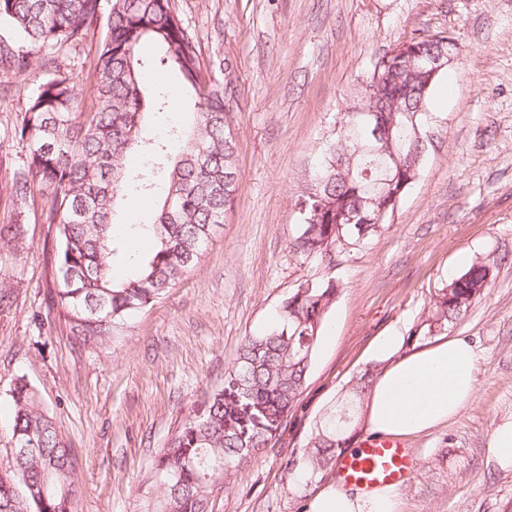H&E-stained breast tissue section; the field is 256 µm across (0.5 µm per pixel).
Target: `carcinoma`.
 <instances>
[{"label":"carcinoma","instance_id":"cac0c4a2","mask_svg":"<svg viewBox=\"0 0 512 512\" xmlns=\"http://www.w3.org/2000/svg\"><path fill=\"white\" fill-rule=\"evenodd\" d=\"M107 2L106 32L91 67L94 79L80 105L73 77L53 56L42 58L51 77L29 99L17 131L30 152L13 173L10 194L23 202L34 187L48 191L46 223L56 225L54 260L58 293L72 335L104 343L141 310L163 299L201 261L214 227L224 223L238 191L237 144L232 131L237 80L204 77L194 32L171 0H0V70H26L44 48L83 42ZM446 36L411 37L392 50L389 78L375 92L378 116L356 89L319 147L309 187L298 202L296 253L331 268L336 257L365 245L390 223L399 198L419 178L433 140L429 105L445 73L421 71L428 56L447 47ZM153 45L151 59L141 55ZM176 79L190 94V124L150 136L149 115L169 104ZM390 126L387 139L373 124ZM138 153L145 168L130 172L124 159ZM146 200L149 222L114 232L125 196ZM145 233L152 250L129 261L133 271L117 281L113 261L129 238ZM492 265L475 262L452 278L433 301L439 328L462 317L489 288ZM339 286L331 278L307 279L285 298L272 326L245 338L225 372L224 387L192 408L167 439L153 467L158 487L151 512H209L228 473L275 439L299 405L327 314ZM381 370L372 366L350 381L341 404L314 426L292 469L313 479L336 462L356 430L358 405ZM11 439L34 442L13 469L0 472V512H74L71 451L37 404L28 384L10 390Z\"/></svg>","mask_w":512,"mask_h":512}]
</instances>
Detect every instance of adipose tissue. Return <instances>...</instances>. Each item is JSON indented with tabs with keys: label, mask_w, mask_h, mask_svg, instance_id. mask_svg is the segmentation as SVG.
Segmentation results:
<instances>
[{
	"label": "adipose tissue",
	"mask_w": 512,
	"mask_h": 512,
	"mask_svg": "<svg viewBox=\"0 0 512 512\" xmlns=\"http://www.w3.org/2000/svg\"><path fill=\"white\" fill-rule=\"evenodd\" d=\"M476 361L473 347L458 338L402 356L371 389L366 403L370 428L407 437L448 422L476 393ZM311 512H399V500L392 488L362 493L338 485L318 492Z\"/></svg>",
	"instance_id": "1"
}]
</instances>
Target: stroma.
Listing matches in <instances>:
<instances>
[{
    "label": "stroma",
    "mask_w": 512,
    "mask_h": 512,
    "mask_svg": "<svg viewBox=\"0 0 512 512\" xmlns=\"http://www.w3.org/2000/svg\"><path fill=\"white\" fill-rule=\"evenodd\" d=\"M201 56L229 61L238 80L232 125L239 189L198 266L139 312L121 335L87 345L53 298L60 287L45 195L12 201L7 183L29 156L16 127L48 79L39 63L10 75L0 97V471L12 468L9 391L22 378L72 450L77 512H148L154 458L194 402L224 383L246 336L264 331L300 282L333 278L328 314L298 410L280 436L214 493L210 512H310L336 480L288 460L349 381L388 365L373 345L394 331L398 355L458 337L477 354L474 399L447 424L407 438L415 471L400 512H512V468L489 443L512 419V0H172ZM104 34L58 52L78 86ZM459 47L430 105L435 145L392 221L333 269L296 254L297 201L317 148L378 57L413 35ZM478 261L492 281L466 315L430 329L439 289Z\"/></svg>",
    "instance_id": "stroma-1"
}]
</instances>
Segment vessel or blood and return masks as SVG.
Returning a JSON list of instances; mask_svg holds the SVG:
<instances>
[{
    "instance_id": "1",
    "label": "vessel or blood",
    "mask_w": 512,
    "mask_h": 512,
    "mask_svg": "<svg viewBox=\"0 0 512 512\" xmlns=\"http://www.w3.org/2000/svg\"><path fill=\"white\" fill-rule=\"evenodd\" d=\"M414 467L415 460L400 439L374 432L343 454L336 478L343 485L364 491L400 487L409 481Z\"/></svg>"
}]
</instances>
